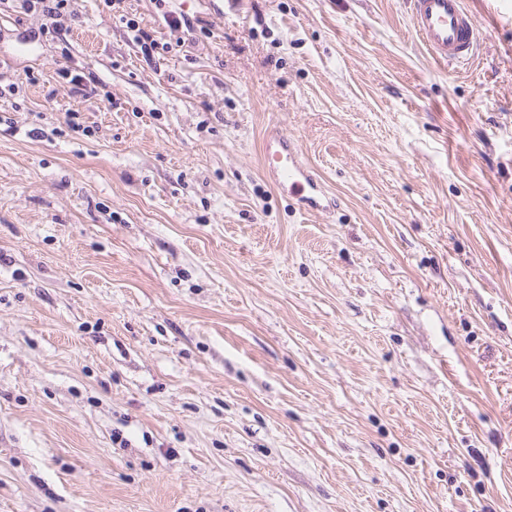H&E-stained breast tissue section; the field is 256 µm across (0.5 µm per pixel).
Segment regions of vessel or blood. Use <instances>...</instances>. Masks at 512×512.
Wrapping results in <instances>:
<instances>
[{
    "label": "vessel or blood",
    "mask_w": 512,
    "mask_h": 512,
    "mask_svg": "<svg viewBox=\"0 0 512 512\" xmlns=\"http://www.w3.org/2000/svg\"><path fill=\"white\" fill-rule=\"evenodd\" d=\"M413 27L426 51L442 65L470 59L480 27L462 0H408ZM263 171L278 187L300 193L302 204L315 209L322 193L318 176L299 160L297 144L280 134L266 135Z\"/></svg>",
    "instance_id": "1"
}]
</instances>
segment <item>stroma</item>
<instances>
[{
    "instance_id": "35a3bbf8",
    "label": "stroma",
    "mask_w": 512,
    "mask_h": 512,
    "mask_svg": "<svg viewBox=\"0 0 512 512\" xmlns=\"http://www.w3.org/2000/svg\"><path fill=\"white\" fill-rule=\"evenodd\" d=\"M464 4L467 67L407 0H171L159 67L0 4V512H512V12ZM163 18H164L165 24L171 30H174V31L180 30L181 32H183L184 35L186 33L191 38L195 37L194 35L197 34V29H199L200 32H204V33H205V31H207L209 29L208 28L209 26H207V25H200L198 28V24L201 23V21L196 22V25H195L194 22H191L188 18H185L184 16H182L181 14H178L174 10L166 11L163 15ZM263 172L277 187L297 191L301 203L310 209H318L323 193L318 176L299 160L297 144L287 137L268 133L263 142ZM306 193V194H304Z\"/></svg>"
}]
</instances>
